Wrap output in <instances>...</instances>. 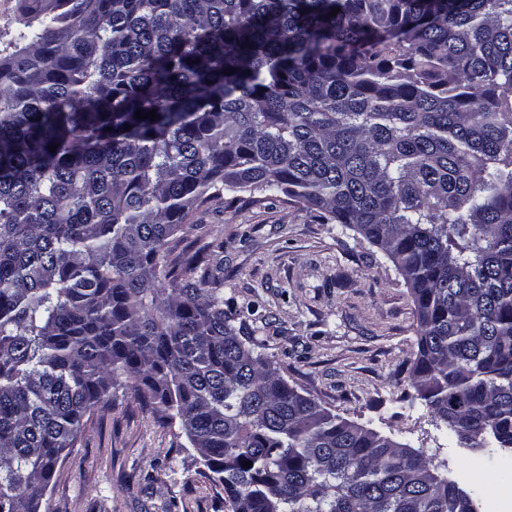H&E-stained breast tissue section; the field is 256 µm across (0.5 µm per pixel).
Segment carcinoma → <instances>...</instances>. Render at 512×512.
<instances>
[{"mask_svg": "<svg viewBox=\"0 0 512 512\" xmlns=\"http://www.w3.org/2000/svg\"><path fill=\"white\" fill-rule=\"evenodd\" d=\"M21 11L0 50V512H40L122 377L231 512H477L248 346L224 277L177 251L227 193L280 192L384 253L415 304L411 386L512 481V0Z\"/></svg>", "mask_w": 512, "mask_h": 512, "instance_id": "cac0c4a2", "label": "carcinoma"}]
</instances>
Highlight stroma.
<instances>
[{
  "mask_svg": "<svg viewBox=\"0 0 512 512\" xmlns=\"http://www.w3.org/2000/svg\"><path fill=\"white\" fill-rule=\"evenodd\" d=\"M181 248L224 240V304L251 346L288 383L333 414L432 456L439 472L483 507L486 491L512 496L446 439L410 385L415 306L381 250L348 227L298 210L284 195L195 212ZM179 423L134 400L123 382L60 461L41 512H228Z\"/></svg>",
  "mask_w": 512,
  "mask_h": 512,
  "instance_id": "35a3bbf8",
  "label": "stroma"
}]
</instances>
